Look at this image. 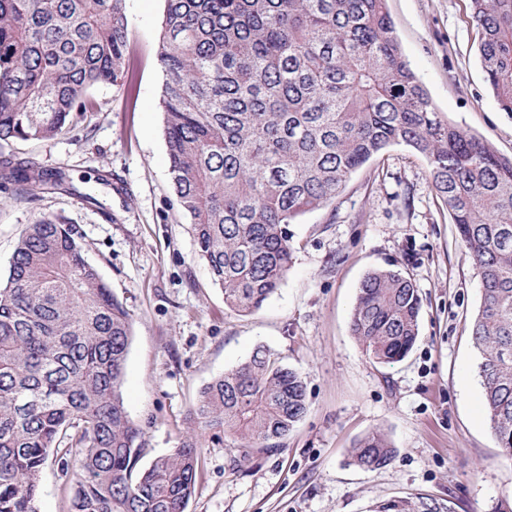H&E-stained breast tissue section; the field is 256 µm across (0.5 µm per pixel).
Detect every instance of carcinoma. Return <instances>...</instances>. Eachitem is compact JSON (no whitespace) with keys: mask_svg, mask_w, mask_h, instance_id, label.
<instances>
[{"mask_svg":"<svg viewBox=\"0 0 512 512\" xmlns=\"http://www.w3.org/2000/svg\"><path fill=\"white\" fill-rule=\"evenodd\" d=\"M157 58L172 188L224 303L260 309L293 263L288 225L332 203L392 145L428 163L481 299L471 336L488 423L512 458V159L443 119L393 35L386 0H164ZM498 109L512 115V0H469ZM126 0H0V186L15 194L61 171L4 151L50 140L88 92L126 70ZM422 299L411 278L363 280L352 334L377 364L417 343ZM130 316L85 258L73 224L43 218L19 236L0 282V512H38L54 455L73 475L71 512H185L203 434L237 442L231 465L277 449L308 409L306 384L269 349L213 379L170 453L140 465L143 432L122 385ZM381 432L350 450L379 468Z\"/></svg>","mask_w":512,"mask_h":512,"instance_id":"1","label":"carcinoma"}]
</instances>
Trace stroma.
<instances>
[{
	"label": "stroma",
	"mask_w": 512,
	"mask_h": 512,
	"mask_svg": "<svg viewBox=\"0 0 512 512\" xmlns=\"http://www.w3.org/2000/svg\"><path fill=\"white\" fill-rule=\"evenodd\" d=\"M394 34L447 120L512 158V116L500 112L479 58L468 0H387ZM164 0H127L136 104L123 86L90 93L93 110L47 141L17 142V160L63 170L0 206V276L26 225L60 216L130 314L123 396L143 430L144 462L175 448L200 390L265 346L306 383L309 409L283 448L242 467L221 432L205 437L186 512H374L390 500L436 512H493L512 496V459L487 423L470 324L479 283L434 192L426 160L403 145L359 169L327 206L289 225L294 259L251 314L229 308L198 260L171 187L157 61ZM401 271L423 299L419 339L402 361L373 363L350 330L365 276ZM379 431L384 467L351 465L353 444ZM72 483L56 458L41 474L39 512H69Z\"/></svg>",
	"instance_id": "stroma-1"
}]
</instances>
